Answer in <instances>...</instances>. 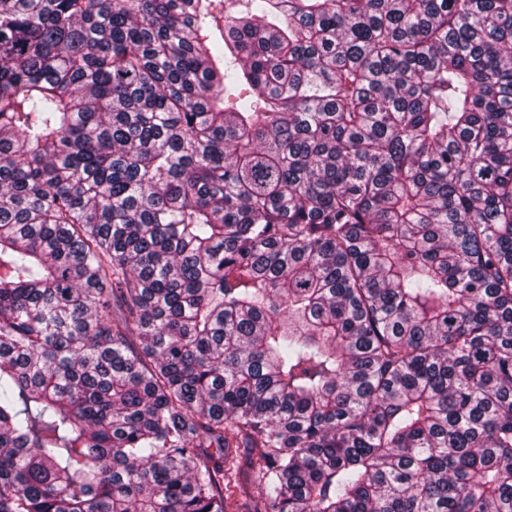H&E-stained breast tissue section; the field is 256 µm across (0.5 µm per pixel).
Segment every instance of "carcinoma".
<instances>
[{"instance_id":"obj_1","label":"carcinoma","mask_w":512,"mask_h":512,"mask_svg":"<svg viewBox=\"0 0 512 512\" xmlns=\"http://www.w3.org/2000/svg\"><path fill=\"white\" fill-rule=\"evenodd\" d=\"M0 512H512V0H0Z\"/></svg>"}]
</instances>
